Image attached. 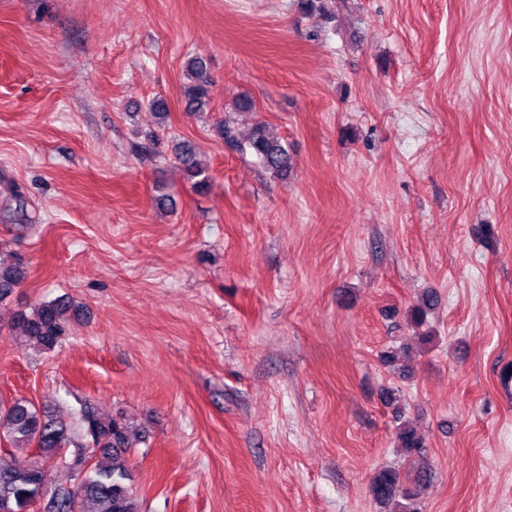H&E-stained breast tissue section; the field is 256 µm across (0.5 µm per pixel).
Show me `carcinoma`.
I'll return each mask as SVG.
<instances>
[{
  "label": "carcinoma",
  "instance_id": "carcinoma-1",
  "mask_svg": "<svg viewBox=\"0 0 512 512\" xmlns=\"http://www.w3.org/2000/svg\"><path fill=\"white\" fill-rule=\"evenodd\" d=\"M186 75L187 111L202 112L208 107L212 87L206 63L198 57L191 59ZM254 110L249 96H236L224 113L219 132L224 141L250 152L266 172L283 178L291 168L288 148L268 133L264 123H256L245 139L238 136L234 115ZM174 154L194 179L196 191H208L210 174L198 162L194 146L182 142ZM25 275L23 259L0 248V302L12 296ZM436 305L435 292L425 291L408 308L407 318L411 326L423 327ZM74 315L75 308L68 297L36 302L17 311L14 322L20 329L17 339L25 347L51 352L67 336ZM395 422L398 448L415 464V469L411 473L392 466L375 469L369 484L370 495L379 505H394L393 512H420V498L432 479V470L426 462L425 438L415 425L403 419L399 410ZM135 436L125 418L103 414L89 400L81 406L76 427L60 415L26 399H16L6 405L0 403V441H6L18 452H37V458L24 463L0 456V512H30L28 507L36 501L39 502L38 512H142L141 503L130 484L125 458L128 449L134 447ZM61 448L69 449L63 464L78 482L50 492L44 484L43 460L53 457Z\"/></svg>",
  "mask_w": 512,
  "mask_h": 512
}]
</instances>
